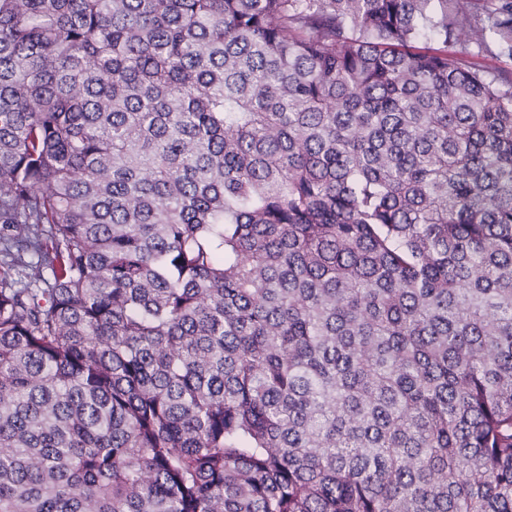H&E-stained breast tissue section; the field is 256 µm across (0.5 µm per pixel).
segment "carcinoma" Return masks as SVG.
Listing matches in <instances>:
<instances>
[{
    "instance_id": "obj_1",
    "label": "carcinoma",
    "mask_w": 512,
    "mask_h": 512,
    "mask_svg": "<svg viewBox=\"0 0 512 512\" xmlns=\"http://www.w3.org/2000/svg\"><path fill=\"white\" fill-rule=\"evenodd\" d=\"M471 9L0 0V512H512Z\"/></svg>"
}]
</instances>
